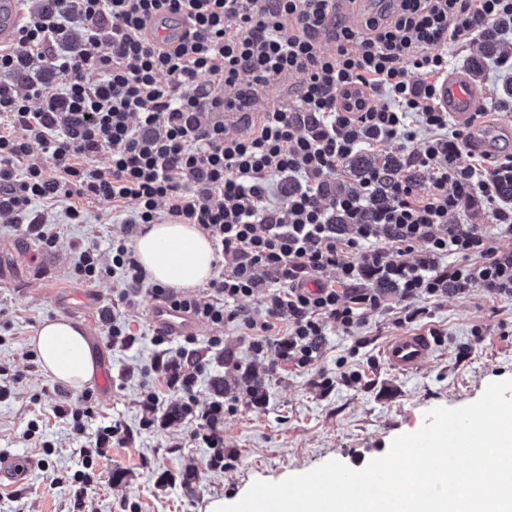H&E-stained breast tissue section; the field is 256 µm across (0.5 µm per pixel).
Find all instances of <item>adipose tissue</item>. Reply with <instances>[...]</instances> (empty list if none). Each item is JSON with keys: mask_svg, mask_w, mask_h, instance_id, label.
<instances>
[{"mask_svg": "<svg viewBox=\"0 0 512 512\" xmlns=\"http://www.w3.org/2000/svg\"><path fill=\"white\" fill-rule=\"evenodd\" d=\"M149 278L174 288H193L215 271L216 256L207 236L190 224H155L132 242ZM43 372L53 379L81 387L98 369V353L84 329L64 319L49 320L32 339Z\"/></svg>", "mask_w": 512, "mask_h": 512, "instance_id": "obj_1", "label": "adipose tissue"}]
</instances>
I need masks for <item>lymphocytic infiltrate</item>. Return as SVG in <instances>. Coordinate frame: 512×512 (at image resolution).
<instances>
[{
	"label": "lymphocytic infiltrate",
	"instance_id": "f902f5d3",
	"mask_svg": "<svg viewBox=\"0 0 512 512\" xmlns=\"http://www.w3.org/2000/svg\"><path fill=\"white\" fill-rule=\"evenodd\" d=\"M23 2L0 47V215L52 252L63 224L111 205L107 249L71 248L79 279L123 284L102 311L112 349L140 344L129 315L145 292L212 331L176 347L154 329L144 410L167 390L194 406L229 325L254 357L274 347L306 368L332 325H425L475 287L512 300L498 193L512 153L460 162L471 133L436 99L449 43L512 36V0H386L360 29L334 0ZM292 76L287 102L255 109L269 78ZM362 154L373 165L351 173ZM149 224L208 236L224 265L201 293L148 282L132 241Z\"/></svg>",
	"mask_w": 512,
	"mask_h": 512
}]
</instances>
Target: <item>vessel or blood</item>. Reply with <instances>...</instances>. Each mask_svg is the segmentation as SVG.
I'll return each mask as SVG.
<instances>
[{
    "label": "vessel or blood",
    "mask_w": 512,
    "mask_h": 512,
    "mask_svg": "<svg viewBox=\"0 0 512 512\" xmlns=\"http://www.w3.org/2000/svg\"><path fill=\"white\" fill-rule=\"evenodd\" d=\"M20 18L18 0H0V45L14 41ZM480 100V92L459 74L449 75L438 95L439 105L459 123L470 125L473 142L480 149L487 150L498 131L474 121L473 116L480 106ZM150 317L155 325L173 337L196 334L199 327L195 318L159 303L152 307ZM432 352L433 343L428 336L420 332H407L390 338L382 355L392 369L409 373L421 368ZM32 468V463L0 455V485L22 483Z\"/></svg>",
    "instance_id": "b4317fda"
}]
</instances>
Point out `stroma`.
Instances as JSON below:
<instances>
[{"label":"stroma","instance_id":"35a3bbf8","mask_svg":"<svg viewBox=\"0 0 512 512\" xmlns=\"http://www.w3.org/2000/svg\"><path fill=\"white\" fill-rule=\"evenodd\" d=\"M511 80L512 74L486 60L475 86L488 121L512 124V112L496 107L503 83ZM109 211V205L94 206L88 222L69 225L51 253L37 252L20 225L0 216V362L21 376L11 396L0 402V452L38 462L26 483L0 487V512H73L68 485L53 484L52 479L82 470V449L93 447L97 429L113 418L133 431L134 440L105 449L95 459L87 512H209L214 503L236 502L257 480L277 482L330 460L363 468L386 454L396 436L419 430L431 409L469 405L489 383L512 378V301L475 288L467 297L438 302L432 326L441 335L432 357L411 374L393 371L382 357L387 339L399 332L384 315L369 317L362 346L341 328L330 327L317 362L288 371L279 369L274 349L253 360L237 329L226 327L225 348L234 363L225 365L222 356L211 355L199 383L196 412H205L215 399L214 375L223 376L226 396L237 394L243 366L252 367L263 381L266 401L241 405L225 415L221 446L234 463L224 469L206 467L211 450L192 439L191 418L143 425L141 371L154 356L147 341L124 353L100 343L101 363L125 371L124 388L95 390L98 414L83 438L72 439L51 410L55 382L32 358L30 341L42 322L61 317L55 300L59 294L95 293L94 304H78L77 323L88 336L101 334L100 312L120 286L108 278L92 285L77 280L69 243H107L114 230L106 222ZM340 356L362 377L327 388L321 372ZM32 420L54 442L52 455L44 454L37 438L27 436Z\"/></svg>","mask_w":512,"mask_h":512}]
</instances>
